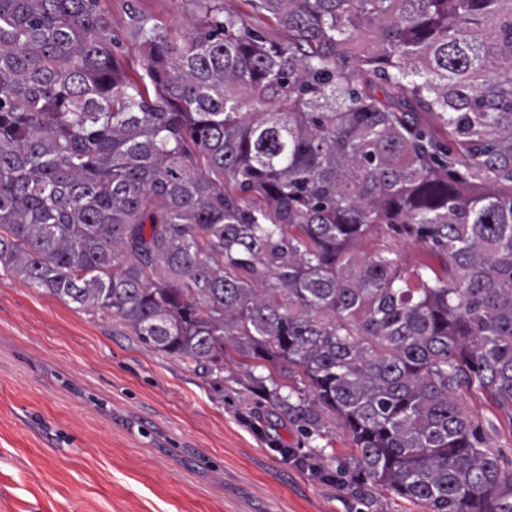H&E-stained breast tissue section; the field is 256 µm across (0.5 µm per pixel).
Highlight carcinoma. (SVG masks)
Masks as SVG:
<instances>
[{
	"mask_svg": "<svg viewBox=\"0 0 512 512\" xmlns=\"http://www.w3.org/2000/svg\"><path fill=\"white\" fill-rule=\"evenodd\" d=\"M99 2L0 0V270L338 417L358 493L512 512L457 401L512 411V0H198L135 78ZM375 224L441 263L356 256Z\"/></svg>",
	"mask_w": 512,
	"mask_h": 512,
	"instance_id": "obj_1",
	"label": "carcinoma"
}]
</instances>
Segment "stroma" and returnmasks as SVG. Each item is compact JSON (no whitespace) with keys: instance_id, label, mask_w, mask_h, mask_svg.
Here are the masks:
<instances>
[{"instance_id":"stroma-1","label":"stroma","mask_w":512,"mask_h":512,"mask_svg":"<svg viewBox=\"0 0 512 512\" xmlns=\"http://www.w3.org/2000/svg\"><path fill=\"white\" fill-rule=\"evenodd\" d=\"M112 50L130 74L145 54L144 15L174 41L196 0H100ZM390 246L406 265L421 244L375 227L353 250ZM458 399L477 436L512 469V413ZM351 438L324 416L305 432L272 409L233 363L224 383L155 352L124 323L76 308L0 270V512H425L385 489L351 495ZM319 459L315 473L299 459Z\"/></svg>"}]
</instances>
